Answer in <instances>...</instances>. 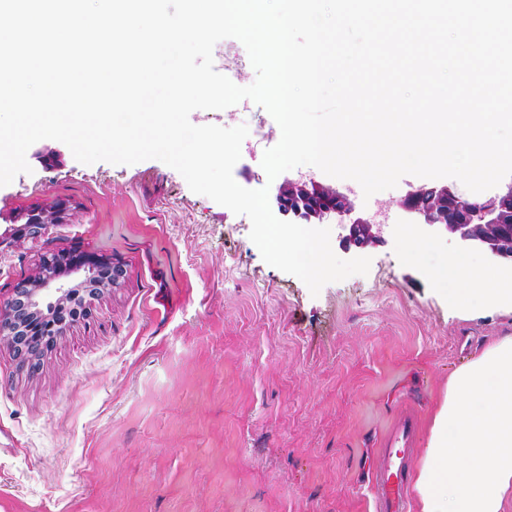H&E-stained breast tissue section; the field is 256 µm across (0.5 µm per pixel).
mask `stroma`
<instances>
[{
	"label": "stroma",
	"mask_w": 512,
	"mask_h": 512,
	"mask_svg": "<svg viewBox=\"0 0 512 512\" xmlns=\"http://www.w3.org/2000/svg\"><path fill=\"white\" fill-rule=\"evenodd\" d=\"M213 59L236 85L256 79L237 39ZM190 120L261 129L233 177L267 185L261 161L279 141L267 110L245 99ZM27 161L31 173L0 187V233L66 209L39 237L0 244V309L47 257L86 252L124 275L34 360L0 342V512H376L372 472L393 424L413 413L424 453L451 375L512 336L511 309L464 307L433 285L460 251L453 237L416 232L431 247L414 258L396 234L410 221L397 202L420 177L367 198L313 166L278 175L388 215L363 250L332 225L333 252L371 265L314 295L262 259L247 216L161 161L85 165L55 140Z\"/></svg>",
	"instance_id": "1"
}]
</instances>
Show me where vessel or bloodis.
Wrapping results in <instances>:
<instances>
[{
	"instance_id": "vessel-or-blood-1",
	"label": "vessel or blood",
	"mask_w": 512,
	"mask_h": 512,
	"mask_svg": "<svg viewBox=\"0 0 512 512\" xmlns=\"http://www.w3.org/2000/svg\"><path fill=\"white\" fill-rule=\"evenodd\" d=\"M417 421L402 418L384 438L380 464L373 474L377 512H408L407 481L414 456Z\"/></svg>"
}]
</instances>
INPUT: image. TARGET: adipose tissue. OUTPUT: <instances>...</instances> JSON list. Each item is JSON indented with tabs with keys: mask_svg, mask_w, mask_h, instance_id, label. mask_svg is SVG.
I'll list each match as a JSON object with an SVG mask.
<instances>
[{
	"mask_svg": "<svg viewBox=\"0 0 512 512\" xmlns=\"http://www.w3.org/2000/svg\"><path fill=\"white\" fill-rule=\"evenodd\" d=\"M433 281L465 305H512V281L478 254H456ZM413 490L419 512H505L512 497V336L449 379Z\"/></svg>",
	"mask_w": 512,
	"mask_h": 512,
	"instance_id": "ef3b65f1",
	"label": "adipose tissue"
}]
</instances>
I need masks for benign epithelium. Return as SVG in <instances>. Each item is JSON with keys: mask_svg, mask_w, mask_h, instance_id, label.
Segmentation results:
<instances>
[{"mask_svg": "<svg viewBox=\"0 0 512 512\" xmlns=\"http://www.w3.org/2000/svg\"><path fill=\"white\" fill-rule=\"evenodd\" d=\"M424 186L408 191L397 206L413 214L418 225L432 232L453 236L465 249H477L488 256L512 262V211L497 207L501 197L512 199V185L507 190L476 202L457 195L449 187L444 194L452 202L436 214L423 206ZM274 213L300 219L306 224H328L338 221L347 231L343 241L366 248L382 241L384 224L378 215H356L349 196L313 178L288 180L273 194ZM64 207L52 211L34 209L26 221L13 228L10 237L20 240L35 238L48 224H56ZM44 273L21 282L13 290L8 309L0 314V340L7 343L22 359L37 354L41 345L62 335L69 319L72 301L84 293L83 313L102 292L105 284H114L123 270L110 267L88 253L75 252L68 262L45 259ZM85 272L77 284L63 280L72 272Z\"/></svg>", "mask_w": 512, "mask_h": 512, "instance_id": "obj_1", "label": "benign epithelium"}]
</instances>
